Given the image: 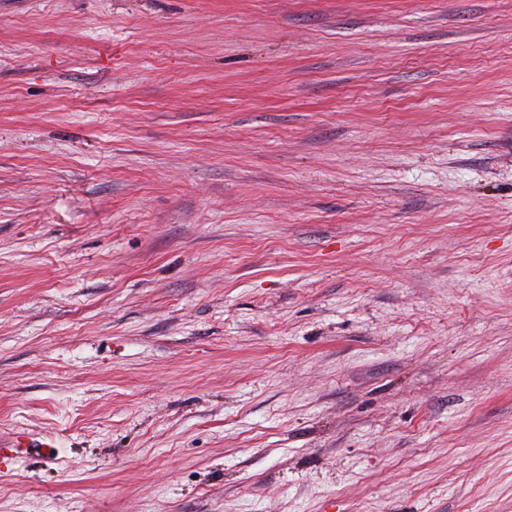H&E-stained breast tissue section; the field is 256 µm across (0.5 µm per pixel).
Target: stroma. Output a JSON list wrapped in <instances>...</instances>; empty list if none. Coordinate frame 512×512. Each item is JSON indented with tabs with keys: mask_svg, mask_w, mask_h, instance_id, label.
<instances>
[{
	"mask_svg": "<svg viewBox=\"0 0 512 512\" xmlns=\"http://www.w3.org/2000/svg\"><path fill=\"white\" fill-rule=\"evenodd\" d=\"M0 512H512V0H0ZM0 451L5 449L14 459L37 457L46 462H53L58 455V443L55 439L45 437L38 439L28 433H16L15 435L0 441Z\"/></svg>",
	"mask_w": 512,
	"mask_h": 512,
	"instance_id": "1",
	"label": "stroma"
}]
</instances>
